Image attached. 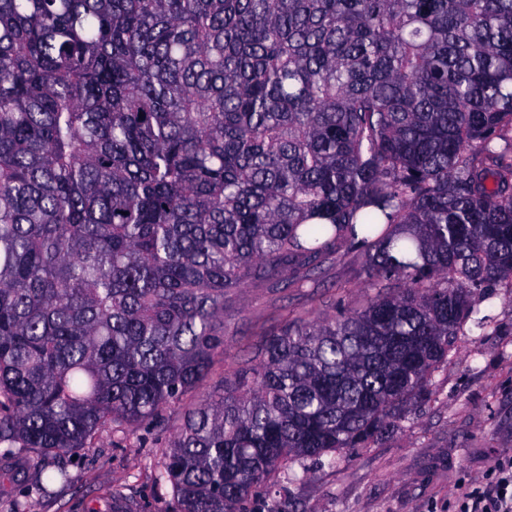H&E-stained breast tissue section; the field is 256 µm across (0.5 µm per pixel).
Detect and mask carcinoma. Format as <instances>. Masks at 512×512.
Masks as SVG:
<instances>
[{
	"label": "carcinoma",
	"mask_w": 512,
	"mask_h": 512,
	"mask_svg": "<svg viewBox=\"0 0 512 512\" xmlns=\"http://www.w3.org/2000/svg\"><path fill=\"white\" fill-rule=\"evenodd\" d=\"M338 243L368 300L285 321L186 409L173 512H246L399 426L512 288V0H0L5 452L163 428L225 299Z\"/></svg>",
	"instance_id": "1"
}]
</instances>
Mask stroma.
I'll list each match as a JSON object with an SVG mask.
<instances>
[{
  "label": "stroma",
  "mask_w": 512,
  "mask_h": 512,
  "mask_svg": "<svg viewBox=\"0 0 512 512\" xmlns=\"http://www.w3.org/2000/svg\"><path fill=\"white\" fill-rule=\"evenodd\" d=\"M361 258L345 246L319 274L280 292L264 285L229 298L224 352L209 378L164 411L169 430L184 411L219 389L232 358L279 328L285 320L322 309L336 299L361 306L365 299ZM484 324L467 322L448 359L432 376L429 400L411 411L399 429L340 458L336 466L306 461L303 477L280 474L254 512H457L462 494L485 481L496 464L512 457V288L476 297ZM166 432L116 428L95 447L63 457L75 485L39 488L34 454L0 455V512L32 506L34 512H95L120 494L135 512H169V486L157 483Z\"/></svg>",
  "instance_id": "35a3bbf8"
}]
</instances>
